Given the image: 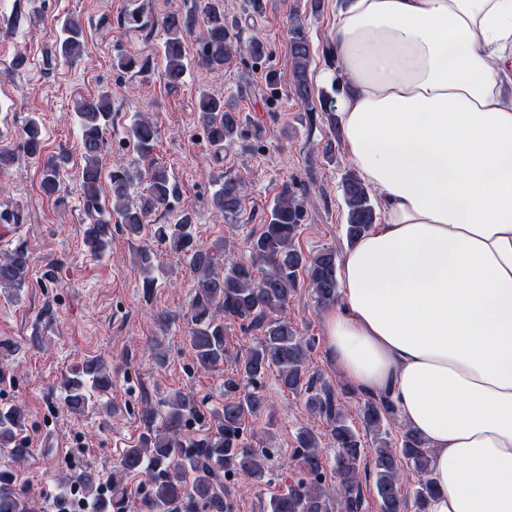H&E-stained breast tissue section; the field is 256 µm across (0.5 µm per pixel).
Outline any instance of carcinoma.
<instances>
[{"label": "carcinoma", "mask_w": 512, "mask_h": 512, "mask_svg": "<svg viewBox=\"0 0 512 512\" xmlns=\"http://www.w3.org/2000/svg\"><path fill=\"white\" fill-rule=\"evenodd\" d=\"M205 26L199 42L196 64L210 72L224 71L235 56L258 61L267 56L264 41L245 40L237 25L224 19V12L207 3L201 18L177 12L162 20L165 40L162 44L163 72L169 88H177L186 73L184 36L197 23ZM290 75L295 95L309 105L308 67L311 41L301 20L288 25ZM84 52L82 22L75 16L63 22L56 55L75 61ZM117 67L122 70L148 68L135 55L120 54ZM199 121L208 142L215 148L233 145L246 138L242 113L230 101L207 93L199 97ZM84 166L80 172L85 215L89 221L84 243L91 254L101 255L112 242V225L131 237H139L151 228L161 244L187 257L196 274L195 296L189 310L188 343L193 364L212 369L234 357L237 376L227 381L233 396L220 408L204 411L203 404L188 393H169L153 403L146 401L138 411L144 432L138 444L123 451L121 475H112L109 498L97 499V478L92 472L73 477L82 483L89 496L97 500L96 512H231L227 483L243 476L259 486L270 482V452L254 447L246 436L247 424L269 411L266 397L259 391L240 389V384H256L268 372H276L279 385L289 393L304 397L308 412L325 421L335 449L331 470H326L321 435L312 427L296 431L295 458L300 477L286 489L272 495L267 512H363L362 480L359 468L365 444L350 423L347 407L335 386L321 375L308 370L313 349L284 312L300 280L307 281L316 302L328 307L339 300L336 249L324 247L305 254L295 239L307 216L308 193L298 182L282 183L260 233L249 236L245 245L248 264L226 255L224 246H201L194 240L192 212L184 208L173 224H153L151 217L177 203L180 192L167 171L149 166L119 165L108 178L112 208L100 201V157L105 134L112 120L110 94L83 98L76 103ZM23 148L41 163V189L47 196L61 191L60 175L67 157L43 154L39 123L30 119L23 130ZM129 135L141 156L154 150L158 138L157 122L140 114L132 122ZM146 181L145 193L132 196L131 189ZM212 204L224 222L237 224L243 218L244 183L223 175L216 180ZM347 212L346 238L355 244L377 221L379 205L371 197L362 179L347 173L342 182ZM135 265L142 276V287L149 293L156 284L158 268L154 251L141 247ZM30 273L29 250L24 242L0 254V290L15 293L26 285ZM246 324V330L259 332L257 342L232 352L225 335L224 320ZM112 378L97 359L86 362L81 371L62 382L64 400L74 411H84L110 393ZM101 404V403H99ZM359 416L365 429L375 435L372 468L369 475L379 500L380 512H427L436 494L431 477L430 451L422 438L404 427L397 442L389 438L384 424L396 421L397 407L390 393L365 392L359 399ZM106 417L122 413L110 401L101 404ZM21 411L15 405L0 406V448L7 449L5 465L0 469V512H32L17 487L11 467L24 463L31 448L20 438ZM144 474L148 489L130 502L123 477Z\"/></svg>", "instance_id": "carcinoma-1"}]
</instances>
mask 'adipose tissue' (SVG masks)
I'll return each mask as SVG.
<instances>
[{
    "mask_svg": "<svg viewBox=\"0 0 512 512\" xmlns=\"http://www.w3.org/2000/svg\"><path fill=\"white\" fill-rule=\"evenodd\" d=\"M333 43L385 220L337 266L330 355L424 439L429 512H512V0H350Z\"/></svg>",
    "mask_w": 512,
    "mask_h": 512,
    "instance_id": "1",
    "label": "adipose tissue"
}]
</instances>
